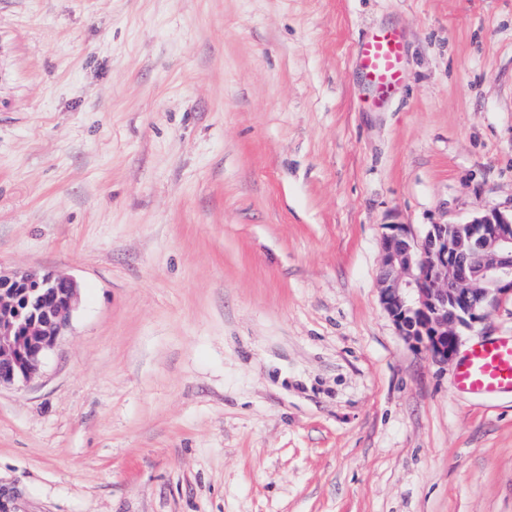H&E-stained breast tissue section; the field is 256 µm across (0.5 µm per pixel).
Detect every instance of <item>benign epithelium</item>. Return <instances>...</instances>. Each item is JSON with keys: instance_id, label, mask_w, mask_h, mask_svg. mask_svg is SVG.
<instances>
[{"instance_id": "benign-epithelium-1", "label": "benign epithelium", "mask_w": 512, "mask_h": 512, "mask_svg": "<svg viewBox=\"0 0 512 512\" xmlns=\"http://www.w3.org/2000/svg\"><path fill=\"white\" fill-rule=\"evenodd\" d=\"M377 277L399 332L436 362L452 359L463 331L512 298V213L491 209L461 223L387 224ZM78 285L35 270L0 273V384L26 382L76 307Z\"/></svg>"}]
</instances>
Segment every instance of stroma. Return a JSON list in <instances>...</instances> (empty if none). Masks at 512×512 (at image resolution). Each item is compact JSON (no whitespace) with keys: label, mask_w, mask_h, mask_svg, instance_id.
I'll list each match as a JSON object with an SVG mask.
<instances>
[{"label":"stroma","mask_w":512,"mask_h":512,"mask_svg":"<svg viewBox=\"0 0 512 512\" xmlns=\"http://www.w3.org/2000/svg\"><path fill=\"white\" fill-rule=\"evenodd\" d=\"M494 208L512 0H0V271L79 287L0 387V512H512V393L376 284L385 225ZM403 44L393 31L381 30L358 42V67L380 95L392 92L401 80Z\"/></svg>","instance_id":"stroma-1"}]
</instances>
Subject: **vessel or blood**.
Returning a JSON list of instances; mask_svg holds the SVG:
<instances>
[{
    "instance_id": "b4317fda",
    "label": "vessel or blood",
    "mask_w": 512,
    "mask_h": 512,
    "mask_svg": "<svg viewBox=\"0 0 512 512\" xmlns=\"http://www.w3.org/2000/svg\"><path fill=\"white\" fill-rule=\"evenodd\" d=\"M403 44L393 31L381 30L358 42V67L380 94L401 80ZM456 389L473 394L512 392V336L473 344L460 362Z\"/></svg>"
}]
</instances>
